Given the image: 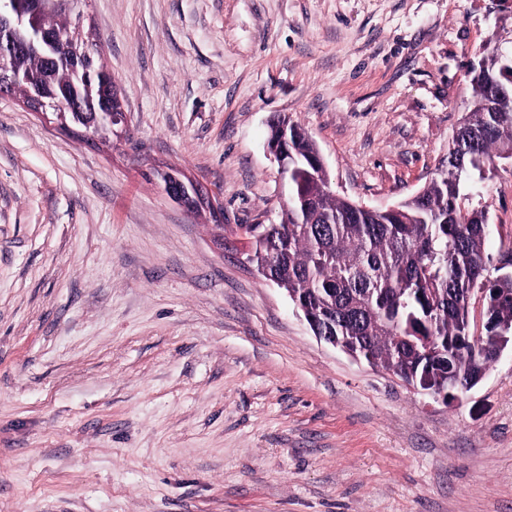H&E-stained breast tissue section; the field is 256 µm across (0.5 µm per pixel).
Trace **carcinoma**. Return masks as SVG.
<instances>
[{
  "mask_svg": "<svg viewBox=\"0 0 512 512\" xmlns=\"http://www.w3.org/2000/svg\"><path fill=\"white\" fill-rule=\"evenodd\" d=\"M15 8L62 36L58 62L48 65L29 55L9 58L5 66L26 74L31 83L60 102L78 96L68 64V32L80 16L46 14L36 0H13ZM89 81L93 107L63 112L64 126L76 119L92 122L112 109V73L91 45ZM480 72L455 139L441 161L442 171L416 197L394 211H364L326 189L319 151L291 119L288 200L278 224L253 237L247 259L277 279L299 301L321 333L366 351L370 363L389 371L409 369L433 387L448 379V362H432L422 339L448 340V354L469 387L494 358L471 345L469 301L476 288H490L494 336H512V264L495 281H484L488 217L484 210H463L471 171L494 158L512 159V87L502 74L512 71V54L492 48L483 53Z\"/></svg>",
  "mask_w": 512,
  "mask_h": 512,
  "instance_id": "carcinoma-1",
  "label": "carcinoma"
}]
</instances>
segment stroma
<instances>
[{
    "mask_svg": "<svg viewBox=\"0 0 512 512\" xmlns=\"http://www.w3.org/2000/svg\"><path fill=\"white\" fill-rule=\"evenodd\" d=\"M121 139L0 95V512H512V348L445 402L320 342L236 250L288 183L285 115L337 197L386 208L445 157L512 0H86ZM179 167L220 215L171 202ZM486 276L512 160L474 174Z\"/></svg>",
    "mask_w": 512,
    "mask_h": 512,
    "instance_id": "obj_1",
    "label": "stroma"
}]
</instances>
